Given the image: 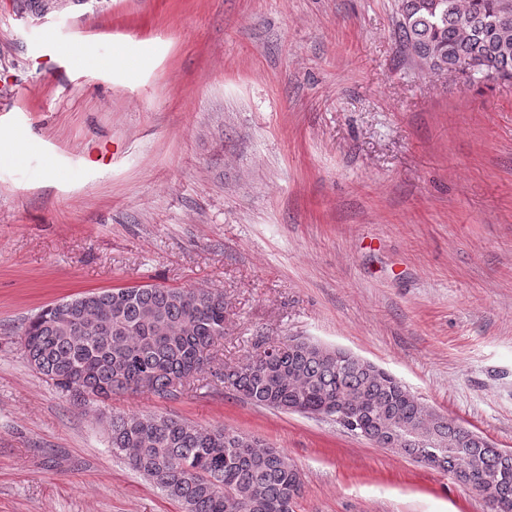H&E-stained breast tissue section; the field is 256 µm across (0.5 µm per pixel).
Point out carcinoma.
<instances>
[{"instance_id":"1","label":"carcinoma","mask_w":512,"mask_h":512,"mask_svg":"<svg viewBox=\"0 0 512 512\" xmlns=\"http://www.w3.org/2000/svg\"><path fill=\"white\" fill-rule=\"evenodd\" d=\"M396 39L431 74L462 73L471 80L512 78V0H400ZM224 337V294L196 288L145 285L86 293L54 303L22 328L29 364L64 393L108 399L147 391L171 397L199 380L198 354ZM224 387L262 407L286 412L298 404L319 408L343 398L363 406L364 438L386 422L420 423L446 443L466 439L457 421L427 414V404L405 385L336 349L301 343L271 347L256 359L227 366ZM112 453L147 477L182 512H293L302 488L298 469L279 448L224 427L163 415H114ZM393 453L466 478L485 488L490 512H512V482L489 486L496 473L512 474V451L476 445L435 459L398 440Z\"/></svg>"}]
</instances>
